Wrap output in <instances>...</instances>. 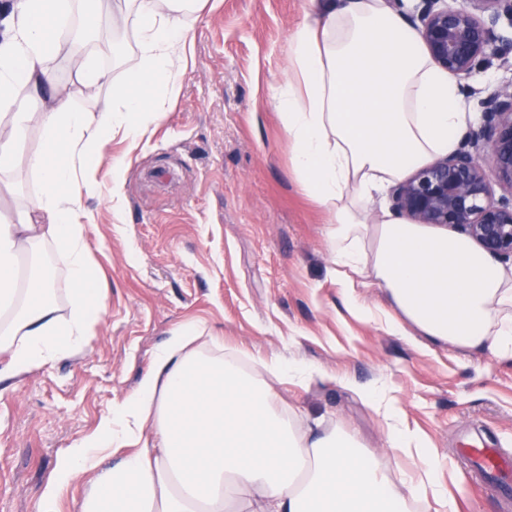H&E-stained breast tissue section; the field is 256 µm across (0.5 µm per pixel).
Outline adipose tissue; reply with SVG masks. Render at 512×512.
<instances>
[{
    "mask_svg": "<svg viewBox=\"0 0 512 512\" xmlns=\"http://www.w3.org/2000/svg\"><path fill=\"white\" fill-rule=\"evenodd\" d=\"M96 3L113 29L135 32L137 62L124 82L93 66L78 31L58 34L64 18L84 14L86 0H0V185L21 163L40 180L28 206L0 212V379L81 352L101 320L106 293L86 231L96 203L122 223L129 165L107 146L114 131L135 142L158 120L192 40L182 20L189 0ZM57 55L75 66L79 88L56 81ZM288 68L273 104L299 187L328 215L332 273L347 309L373 318L357 293L367 282L388 298V334L512 357V272L465 235L367 208L408 171L456 149L476 115L455 80L384 0H304ZM33 127L41 148L19 159ZM104 164L106 184L97 179ZM49 247L65 260L64 314L38 265ZM261 367L264 379L246 374L203 325L175 327L137 387L58 456L38 512H55L60 492L83 473L95 481L77 512H409V498L426 490V512H450L437 458L403 428L383 388L355 392L382 417L388 447L421 462L403 493L354 438L303 432L277 406L273 381H308L320 369L276 359ZM148 428L156 443L145 438ZM112 447L125 455L103 468L102 451Z\"/></svg>",
    "mask_w": 512,
    "mask_h": 512,
    "instance_id": "1",
    "label": "adipose tissue"
}]
</instances>
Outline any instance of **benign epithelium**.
Wrapping results in <instances>:
<instances>
[{"instance_id": "benign-epithelium-1", "label": "benign epithelium", "mask_w": 512, "mask_h": 512, "mask_svg": "<svg viewBox=\"0 0 512 512\" xmlns=\"http://www.w3.org/2000/svg\"><path fill=\"white\" fill-rule=\"evenodd\" d=\"M409 18L432 61L457 82L485 72L495 59L512 72V41L496 31L502 22L512 27V0H415ZM480 108V124L453 152L391 187L390 209L415 224L464 234L492 256L512 260V77L481 98ZM495 185L502 191L498 198Z\"/></svg>"}]
</instances>
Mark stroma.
I'll list each match as a JSON object with an SVG mask.
<instances>
[{"mask_svg": "<svg viewBox=\"0 0 512 512\" xmlns=\"http://www.w3.org/2000/svg\"><path fill=\"white\" fill-rule=\"evenodd\" d=\"M302 0H205L178 92L128 156L125 221L99 208L87 243L107 289L83 352L0 381V512H38L57 457L131 392L177 325L199 323L262 377L259 359L303 361L324 378L277 384L283 409L321 420L378 455L392 480L417 476L415 456L388 448L382 418L346 377L398 400L404 427L443 466L456 512H506L468 474L464 442L512 452V358L420 336H391L351 315L331 275L327 215L303 193L270 97L287 78ZM90 51L122 81L135 34L111 25Z\"/></svg>", "mask_w": 512, "mask_h": 512, "instance_id": "obj_1", "label": "stroma"}]
</instances>
